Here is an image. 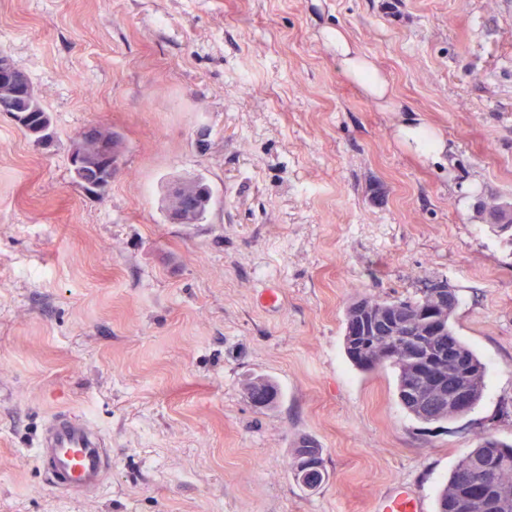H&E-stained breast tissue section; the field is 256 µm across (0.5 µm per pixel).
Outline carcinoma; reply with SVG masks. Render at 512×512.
<instances>
[{
	"instance_id": "1",
	"label": "carcinoma",
	"mask_w": 512,
	"mask_h": 512,
	"mask_svg": "<svg viewBox=\"0 0 512 512\" xmlns=\"http://www.w3.org/2000/svg\"><path fill=\"white\" fill-rule=\"evenodd\" d=\"M4 107L13 115L18 124L34 142L41 143L51 137V117L41 107L34 90L30 89L23 97H11L0 92V107ZM72 153L79 154L85 160L102 168L103 157L97 147L81 140L73 143ZM184 190L195 196V204L185 205L181 195L172 193L167 203L169 219L178 224H197L208 211L211 192L209 187L200 181L183 183ZM397 306H404L414 312H422L431 307L430 289L424 288L419 294L405 299L383 300L371 298L363 309L367 321L378 318ZM454 312L448 313V319L430 334L429 347L434 352H448V344H453L461 357L466 359L473 372L468 379L470 392L469 407L463 412L453 410L450 403H445L444 412L436 417L424 416L415 406V392L420 385L415 377V366L411 362L408 351L409 337L420 336L425 331L421 324L387 325L377 328L373 342L364 344L360 339L344 337V348L350 362L358 370L371 373L390 367L396 376L397 397L402 408L414 419L423 423L449 422L471 412L481 399L485 380V366L476 352L457 336L452 318ZM245 393L260 391L269 397L268 405L277 402L279 389L271 380L264 377L249 379L244 387ZM478 460L492 472L496 481V497L498 507L495 512H512V444L497 439L492 433L486 432L477 446L459 459L451 470L447 483L437 498L436 512H480L479 503L462 481V472L472 460ZM317 465L324 467L323 448L318 441L308 435L301 437V445L292 453L291 471L296 479H301L303 466Z\"/></svg>"
}]
</instances>
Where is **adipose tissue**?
Masks as SVG:
<instances>
[{
    "label": "adipose tissue",
    "instance_id": "adipose-tissue-1",
    "mask_svg": "<svg viewBox=\"0 0 512 512\" xmlns=\"http://www.w3.org/2000/svg\"><path fill=\"white\" fill-rule=\"evenodd\" d=\"M321 40L335 58L343 76L356 85L368 99L386 108H396L391 82L373 58L359 50L345 30L328 27L322 30ZM401 143L427 158L440 157L447 148L442 135L424 122L408 119L397 129Z\"/></svg>",
    "mask_w": 512,
    "mask_h": 512
}]
</instances>
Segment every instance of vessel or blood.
<instances>
[{"mask_svg": "<svg viewBox=\"0 0 512 512\" xmlns=\"http://www.w3.org/2000/svg\"><path fill=\"white\" fill-rule=\"evenodd\" d=\"M37 458L50 485L63 495L95 496L112 471L106 438L84 418L68 413L46 424ZM379 512H421V506L412 493L399 488L380 500Z\"/></svg>", "mask_w": 512, "mask_h": 512, "instance_id": "b4317fda", "label": "vessel or blood"}]
</instances>
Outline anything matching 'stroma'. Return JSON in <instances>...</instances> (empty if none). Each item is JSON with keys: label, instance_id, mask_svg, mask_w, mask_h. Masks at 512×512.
<instances>
[{"label": "stroma", "instance_id": "stroma-1", "mask_svg": "<svg viewBox=\"0 0 512 512\" xmlns=\"http://www.w3.org/2000/svg\"><path fill=\"white\" fill-rule=\"evenodd\" d=\"M343 27L404 109L441 132L432 163L399 113L341 74L317 34ZM0 51L52 119L37 144L0 112V512H377L404 487L436 512L483 432L512 443V0H0ZM115 131L111 183L69 158ZM212 193L197 224L167 217L184 181ZM445 281L486 366L467 415L427 424L391 370L343 345L362 296ZM281 398L253 407L243 382ZM112 443L99 495L47 486L50 417ZM326 479L302 487L295 442ZM79 138L96 142L97 146L101 149L106 150L107 155L110 158V166L112 168V175L106 176L101 173L99 170L102 168L103 172L106 173L105 168L102 167L104 161L103 157L98 150V147L91 146L81 140H76L73 143L71 154H79L82 155L85 160L96 167H92V171L89 170V166L87 162L81 156L70 155V165L75 172H79L81 175V180L88 186H93L96 189H102L106 187L111 181L112 176L117 168L119 153L116 151V145L112 143H102L98 142L97 132L95 127H87L78 135ZM83 183V184H84ZM244 391H245V395H247L251 391L252 392L260 391L269 397L267 405H265L266 402L263 400H259V399L250 400L249 399L251 404L257 405L255 407L261 406L258 408H267V407L274 405L277 402V399L279 396V389H278L277 385L274 382H272L271 380L264 378V377H254V378L249 379L245 384ZM262 405H264V406H262ZM301 444L299 447L294 448L292 453V463H291V471L293 476L300 480L306 487L313 488L314 486L308 485L307 482L301 479V473L305 470L303 469L304 465H318L323 472H318L316 479L318 480L317 486L320 485L325 479L324 472V461H323V449L316 439L310 437L308 435L302 436ZM312 444L311 447L306 446V444Z\"/></svg>", "mask_w": 512, "mask_h": 512}]
</instances>
